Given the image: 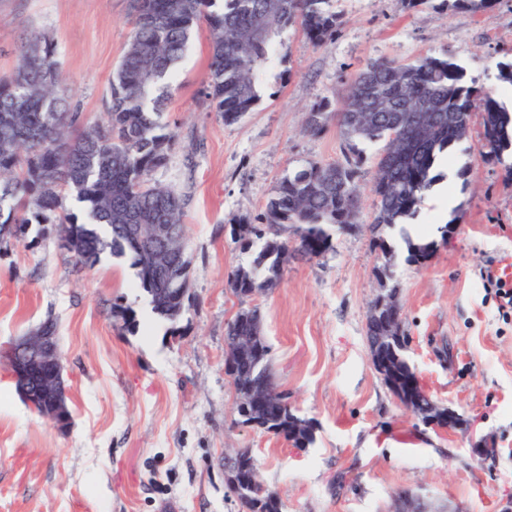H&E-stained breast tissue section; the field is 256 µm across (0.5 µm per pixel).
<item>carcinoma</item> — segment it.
Masks as SVG:
<instances>
[{"instance_id": "obj_1", "label": "carcinoma", "mask_w": 512, "mask_h": 512, "mask_svg": "<svg viewBox=\"0 0 512 512\" xmlns=\"http://www.w3.org/2000/svg\"><path fill=\"white\" fill-rule=\"evenodd\" d=\"M130 0L132 32L110 83L107 112L98 121L75 111L62 84L55 46L35 33L16 49L14 68L0 75V240L28 239L24 229L38 224L66 228L78 262L94 265L104 250L130 255L152 312L176 322L190 297L185 250L168 246L161 259L146 255L128 224H171L184 237L185 199L153 180L168 166L175 133L161 121L170 80L193 33L205 21L210 63L202 93L224 123L239 122L259 101V74L269 64L273 40L298 25L316 46L325 45L341 24L332 0ZM482 110L483 156L502 165L512 178V108L464 82L449 59L425 55L411 63L375 61L350 81L339 108L320 102L306 113V129L316 135L336 118L347 149L342 164L309 162L284 176L269 199L253 240L262 246L245 283L234 275L231 290L241 308L227 336L246 333L260 317L247 301L276 286L283 254L310 257L307 242L322 253L333 249L332 231L355 224L360 212L359 144L384 142L375 175L372 225L392 226L417 212L424 192L437 180L435 169L450 149L467 138L473 108ZM85 203L92 223L74 224L65 213L64 192ZM293 232L294 239L288 238ZM435 243L408 242L407 261L424 264ZM268 346L237 364L246 380L277 388L268 365ZM417 378L407 351L388 355L382 380L403 389ZM264 412L267 433L288 438L294 413L281 392ZM231 467L247 476L256 468L250 449L238 450ZM242 512H281L277 493L259 495L241 484L229 487Z\"/></svg>"}]
</instances>
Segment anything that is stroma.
I'll use <instances>...</instances> for the list:
<instances>
[{
	"label": "stroma",
	"mask_w": 512,
	"mask_h": 512,
	"mask_svg": "<svg viewBox=\"0 0 512 512\" xmlns=\"http://www.w3.org/2000/svg\"><path fill=\"white\" fill-rule=\"evenodd\" d=\"M332 6L342 23L326 46L295 25L280 33L260 99L236 124L201 94L205 31L177 67L163 114L176 134L171 161L154 175L186 202L192 300L177 323L151 314L130 257L106 253L84 266L37 228L0 251V512H241L224 466L238 448L251 449L282 512H392L403 489L427 512H503L512 496V306L486 274L512 263V180L481 155V110L452 151L451 166L465 173L452 187L458 223L427 201L403 223L373 228L382 146L365 145L357 224L334 231L323 256H290L277 287L254 298L275 383L312 422L313 444L294 448L236 412L225 338L241 303L230 281L254 254L233 225L256 223L289 171L343 162L335 125L306 131L311 106L340 104L368 63L424 55L451 59L468 85L512 103L497 67L512 59V0L480 12L452 0ZM131 30L129 0H0V73L14 68L23 38L48 34L71 102L97 119ZM411 240L435 242L428 262L408 263ZM386 272L401 285L416 374L472 431L422 424L371 364L366 317ZM117 302L133 309L135 330L114 317ZM49 318L69 387L65 432L23 401L5 358Z\"/></svg>",
	"instance_id": "35a3bbf8"
}]
</instances>
